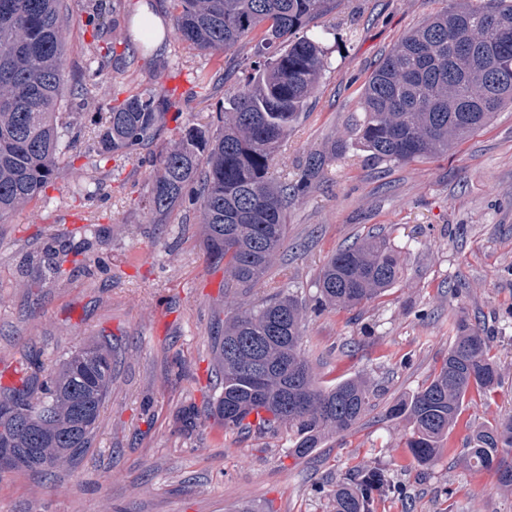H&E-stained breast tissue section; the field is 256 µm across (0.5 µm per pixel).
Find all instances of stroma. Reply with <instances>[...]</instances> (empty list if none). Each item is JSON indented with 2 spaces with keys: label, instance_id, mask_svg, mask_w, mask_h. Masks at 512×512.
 Wrapping results in <instances>:
<instances>
[{
  "label": "stroma",
  "instance_id": "stroma-1",
  "mask_svg": "<svg viewBox=\"0 0 512 512\" xmlns=\"http://www.w3.org/2000/svg\"><path fill=\"white\" fill-rule=\"evenodd\" d=\"M63 172L45 194L0 221V387L14 374L54 370L80 344L109 337L112 385L91 448L51 473L0 470V512H328L342 473L383 469L391 489L376 512H512L492 473L468 468L470 427L512 414V108L449 152L378 161L354 143L360 91L384 56L445 0H342L320 19L327 67L307 112L279 147L274 178L295 180L307 156L335 153L312 191L288 202V235L249 307L283 291L313 302L315 282L340 247L379 230L401 279L353 309L307 311L303 347L323 381L361 377L371 409L351 433L310 456L279 438L226 435L207 410L223 390L215 339L224 333V266L209 261L193 206L150 210V158L185 125L213 126L244 78L245 50L215 58L166 28L147 43L133 12L170 18L169 0H68ZM123 43L99 69L93 33ZM208 76L194 81L195 73ZM163 82L172 98L158 139L104 160L98 124L111 105ZM63 265L56 279L48 261ZM463 318L488 336L500 384L463 412L449 447L417 466L396 400L425 387ZM200 416L180 429L187 408Z\"/></svg>",
  "mask_w": 512,
  "mask_h": 512
}]
</instances>
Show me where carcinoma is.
Returning <instances> with one entry per match:
<instances>
[{
	"mask_svg": "<svg viewBox=\"0 0 512 512\" xmlns=\"http://www.w3.org/2000/svg\"><path fill=\"white\" fill-rule=\"evenodd\" d=\"M178 33L201 53L222 57L250 46L251 72L227 98L220 125L189 126L159 156L149 204L158 213L184 201L199 212L211 258L224 262L226 289L260 285L283 248L288 198L309 192L336 158L310 155L295 181L270 175L277 147L306 111L325 69L320 42L298 32L339 0H170ZM64 0H0V220L29 205L57 179L59 110L67 81ZM167 91L127 97L98 129L99 156L128 155L163 128ZM512 106V0H455L406 34L360 96L356 144L384 162L448 154ZM388 240L369 234L336 250L316 282L323 305L353 308L379 298L401 277ZM303 302L290 292L224 318L218 371L224 396L213 414L224 435L256 431L288 438L303 458L352 431L374 397L362 378L321 385L302 349ZM448 356L427 385L391 415L410 424L405 447L419 466L446 447L465 403L499 385L487 337L465 319L452 323ZM112 384V343H85L61 366L0 390V450L17 469L58 467L92 445ZM255 420H249V417ZM464 462L492 471L512 490V416L475 429ZM384 471L354 466L332 494L331 512H375Z\"/></svg>",
	"mask_w": 512,
	"mask_h": 512,
	"instance_id": "1",
	"label": "carcinoma"
}]
</instances>
